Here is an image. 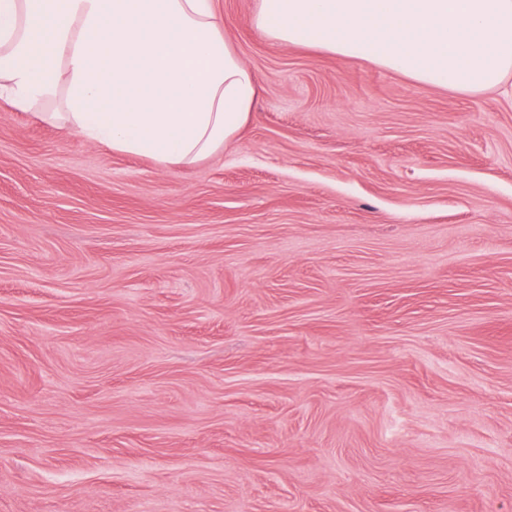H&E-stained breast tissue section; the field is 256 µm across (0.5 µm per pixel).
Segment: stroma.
<instances>
[{"label": "stroma", "instance_id": "stroma-1", "mask_svg": "<svg viewBox=\"0 0 512 512\" xmlns=\"http://www.w3.org/2000/svg\"><path fill=\"white\" fill-rule=\"evenodd\" d=\"M164 171L0 101V512H512V80L270 42Z\"/></svg>", "mask_w": 512, "mask_h": 512}]
</instances>
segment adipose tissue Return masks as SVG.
Masks as SVG:
<instances>
[{"label": "adipose tissue", "mask_w": 512, "mask_h": 512, "mask_svg": "<svg viewBox=\"0 0 512 512\" xmlns=\"http://www.w3.org/2000/svg\"><path fill=\"white\" fill-rule=\"evenodd\" d=\"M255 27L470 94L512 78V0H257ZM257 81L212 0H0V98L159 168L216 154Z\"/></svg>", "instance_id": "obj_1"}]
</instances>
